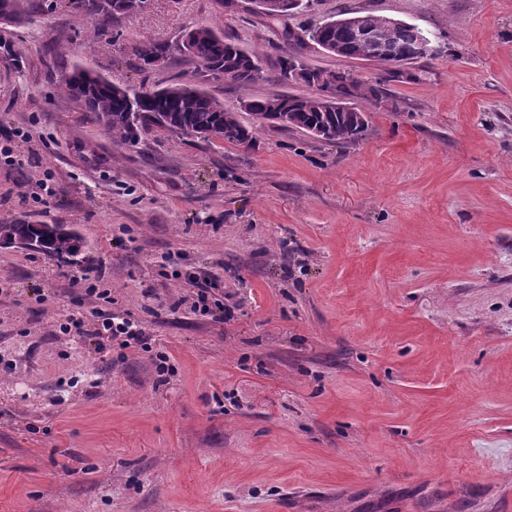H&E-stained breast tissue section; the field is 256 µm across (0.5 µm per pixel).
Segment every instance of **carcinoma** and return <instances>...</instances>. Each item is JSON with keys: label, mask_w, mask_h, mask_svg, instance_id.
I'll return each instance as SVG.
<instances>
[{"label": "carcinoma", "mask_w": 512, "mask_h": 512, "mask_svg": "<svg viewBox=\"0 0 512 512\" xmlns=\"http://www.w3.org/2000/svg\"><path fill=\"white\" fill-rule=\"evenodd\" d=\"M70 5L87 17L102 23L112 19L104 3L108 0H76ZM258 13L269 19H285L289 16L288 0H258ZM391 18L372 13L355 14L336 20L331 26L316 31L317 41L342 48L340 57L371 61L376 45L354 39L353 28L373 33L379 41L389 44L396 60L411 58L414 29H402L399 40L391 39ZM189 43L184 45L186 54L197 63V72L214 81L229 79L238 84L253 83L261 64V55L248 52L234 41L218 35L213 28L201 26L189 32ZM169 48L163 43L142 41L134 48L141 69L153 66L157 56L167 57ZM280 81L293 84L289 79L300 68L304 71L301 84L310 87L317 83L325 96L351 100L363 98L373 101L387 95L383 84L395 80L384 79L364 85L350 72L323 69L300 59H281L278 63ZM61 93L84 103L94 114L95 120L114 140L133 147L141 136L149 132L165 134L173 138H189L208 132L221 133V139L229 144L251 143L253 130L258 126H273L290 131L312 134L319 131L317 139L329 144H347L361 138L368 123L361 112H327L319 96L273 93L251 99L253 126L240 119V113L229 112L224 103L208 93L173 84L159 90H147L126 85L122 93L112 92L107 85L87 87L72 76L60 82ZM0 240L6 243H28L34 249L50 257L76 258L81 255L82 238L78 231L65 224H0Z\"/></svg>", "instance_id": "obj_1"}]
</instances>
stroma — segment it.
<instances>
[{"instance_id": "1", "label": "stroma", "mask_w": 512, "mask_h": 512, "mask_svg": "<svg viewBox=\"0 0 512 512\" xmlns=\"http://www.w3.org/2000/svg\"><path fill=\"white\" fill-rule=\"evenodd\" d=\"M0 27V224H67L74 265L0 243V512H496L512 492V0H317L299 29L372 13L435 52L368 128L328 145L272 127L251 145L112 140L60 80L188 84L239 109L292 45L218 0H148L94 30L63 0ZM209 25L263 52L255 83L204 81L177 46ZM173 46L140 70L134 42ZM303 60L384 81L372 62ZM53 172L48 204L31 184ZM194 275L231 310L183 296ZM110 289L150 351L60 333ZM174 372L159 379L155 352ZM189 283L196 288L195 294L191 295V298H183L182 301L185 302L188 299L192 300L191 308L195 312H199L202 315H211L216 316V313H221V318L224 319V302L216 300L211 303L209 302V295L211 294L210 290L213 289L212 282L204 279L202 283H200L195 277H190ZM214 306V308L212 307Z\"/></svg>"}]
</instances>
